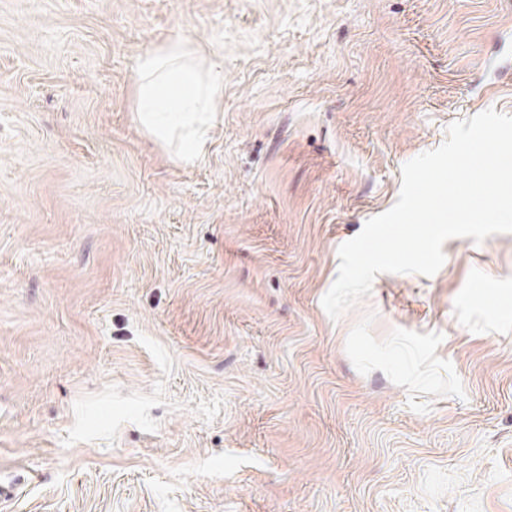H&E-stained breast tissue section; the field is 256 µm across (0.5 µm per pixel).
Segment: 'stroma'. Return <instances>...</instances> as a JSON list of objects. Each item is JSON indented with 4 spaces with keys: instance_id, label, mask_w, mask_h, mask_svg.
I'll return each mask as SVG.
<instances>
[{
    "instance_id": "stroma-1",
    "label": "stroma",
    "mask_w": 512,
    "mask_h": 512,
    "mask_svg": "<svg viewBox=\"0 0 512 512\" xmlns=\"http://www.w3.org/2000/svg\"><path fill=\"white\" fill-rule=\"evenodd\" d=\"M222 63L202 158L135 66ZM512 115V0H0V512H512V233L338 248Z\"/></svg>"
}]
</instances>
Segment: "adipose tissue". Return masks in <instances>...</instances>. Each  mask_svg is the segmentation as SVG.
Returning <instances> with one entry per match:
<instances>
[{
  "label": "adipose tissue",
  "mask_w": 512,
  "mask_h": 512,
  "mask_svg": "<svg viewBox=\"0 0 512 512\" xmlns=\"http://www.w3.org/2000/svg\"><path fill=\"white\" fill-rule=\"evenodd\" d=\"M136 119L154 140L176 144L191 163L204 152L224 87V71L203 61L181 40L141 55L136 62Z\"/></svg>",
  "instance_id": "1"
}]
</instances>
